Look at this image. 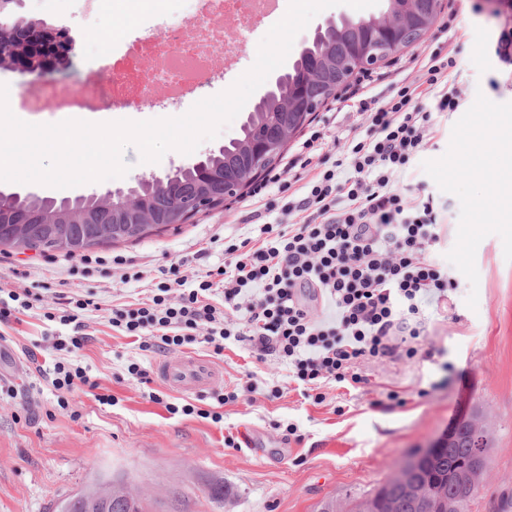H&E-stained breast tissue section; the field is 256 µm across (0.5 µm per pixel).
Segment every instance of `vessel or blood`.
<instances>
[{
  "label": "vessel or blood",
  "mask_w": 512,
  "mask_h": 512,
  "mask_svg": "<svg viewBox=\"0 0 512 512\" xmlns=\"http://www.w3.org/2000/svg\"><path fill=\"white\" fill-rule=\"evenodd\" d=\"M155 371L159 379L179 393H201L224 380L221 367L196 354L161 359Z\"/></svg>",
  "instance_id": "obj_1"
}]
</instances>
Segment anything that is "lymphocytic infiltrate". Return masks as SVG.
<instances>
[{"mask_svg": "<svg viewBox=\"0 0 512 512\" xmlns=\"http://www.w3.org/2000/svg\"><path fill=\"white\" fill-rule=\"evenodd\" d=\"M458 73L456 52L437 47L419 79L398 82L389 96L368 101L349 89L366 126L347 140L345 159L324 154V135L313 129L252 194L262 202L277 188L289 223L225 241L223 264L194 287L178 277L158 283L145 299L113 309L112 327L144 351L204 343L219 356L226 340L249 343L276 355L289 381L318 404L330 383H365L359 363L415 355L424 307L447 302L457 282L433 257L442 239L433 198L398 187L395 177L432 140L433 112L462 106ZM426 97L432 107L423 106ZM94 306L91 297L62 292L44 309L46 320L73 328L60 348L84 346L79 316Z\"/></svg>", "mask_w": 512, "mask_h": 512, "instance_id": "lymphocytic-infiltrate-1", "label": "lymphocytic infiltrate"}]
</instances>
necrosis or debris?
Masks as SVG:
<instances>
[{
	"label": "necrosis or debris",
	"instance_id": "obj_1",
	"mask_svg": "<svg viewBox=\"0 0 512 512\" xmlns=\"http://www.w3.org/2000/svg\"><path fill=\"white\" fill-rule=\"evenodd\" d=\"M178 33L151 37L143 53L116 56L110 43L101 42L93 56L100 65L98 80L77 87H54L50 94L62 112H82L90 103L141 100L154 88L178 98L212 69L219 54H233L224 35L247 29L253 17L268 15L266 0H196Z\"/></svg>",
	"mask_w": 512,
	"mask_h": 512
}]
</instances>
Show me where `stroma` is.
I'll return each mask as SVG.
<instances>
[{"label": "stroma", "instance_id": "35a3bbf8", "mask_svg": "<svg viewBox=\"0 0 512 512\" xmlns=\"http://www.w3.org/2000/svg\"><path fill=\"white\" fill-rule=\"evenodd\" d=\"M192 8L191 0H165L154 6L140 0H25L27 14L48 26L66 30L72 39L68 62L44 75L0 69V83L17 96L56 86H78L95 67L93 47L101 41L111 15L135 11L137 19L113 40L115 52L148 36L170 32ZM512 23V7L492 10L487 0H442L434 26L420 43L400 51L396 62L377 66L380 78L368 87L372 98L390 94L392 82L415 76L425 45H442L459 53L457 81L467 102L490 95L489 77L506 73L493 52V35ZM267 27L241 33L230 61H217L214 80L177 105L160 110L146 103L103 102L98 111L82 113V120L105 123L145 121L185 114L198 101L228 89L254 64L252 48L267 34ZM248 110L220 134L200 143L194 153L172 150L157 163H144L135 146H127L123 159L129 166L121 178L56 189L40 184L0 182V192H33L42 197L76 199L102 196L116 188L135 185L138 178L162 177L179 167L239 138ZM325 147L339 151L346 140L362 131L364 119L356 102L334 99L315 112ZM456 112L433 115L436 135L429 149L414 160L406 184L428 182L423 161L441 157L448 149ZM249 195L227 201L225 207L196 216L192 223L136 242L98 248L97 256H120L141 266L146 276L123 282L122 270L105 267L88 277L73 274L74 255L60 251L24 252L0 247V287L38 293L42 307L53 306L59 292L92 294L98 307L83 312L89 336L82 349L58 351L54 342L71 329L45 320L39 310L21 321L0 323V383L15 385L16 397L0 396V512H52L58 499L89 484L98 471L127 475L128 488L154 503V512H315L327 497L349 504L352 497L379 486L406 460L408 453L425 448L450 426L451 415L481 411L493 432L492 491L512 492V263L504 257L498 235L479 244L475 264L477 285L457 275V288L448 293L447 305L424 309L423 339L435 347L434 360L423 356L398 357L363 363L367 382L358 388L326 387L327 399L316 404L288 383V371L276 356L257 360L248 346L228 341L215 362L224 370L222 386L202 394L183 395L160 379L143 384L127 373L130 363L154 371L162 357L177 358V351L139 350L131 338L113 330L108 322L113 308L145 297L149 288L170 279L171 268L194 279L224 261L222 239L255 235L257 227L237 220L250 213ZM205 258H198L200 249ZM477 291L478 304L466 299ZM70 361L86 368L98 392L112 396V404L95 401L87 387L75 388L69 407L60 410L39 363ZM452 364L454 375L439 386L441 363ZM281 397H268L271 387ZM405 398L402 406L386 404L387 391ZM236 392L235 401L220 404V396ZM97 392V393H98ZM165 401L193 403L209 409L222 406L224 420L213 423L196 416L169 414ZM295 424L301 443L287 441L284 427ZM240 445H224L227 435Z\"/></svg>", "mask_w": 512, "mask_h": 512}]
</instances>
